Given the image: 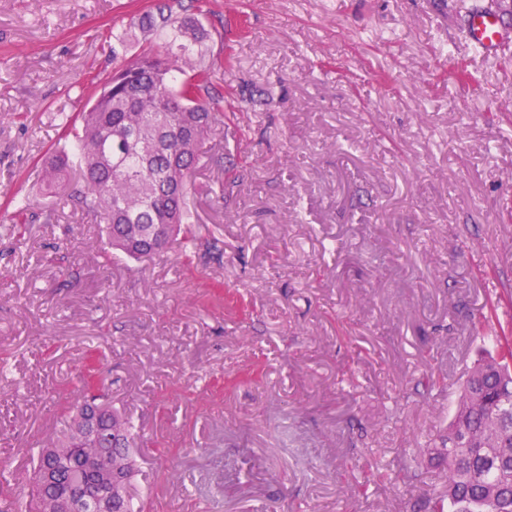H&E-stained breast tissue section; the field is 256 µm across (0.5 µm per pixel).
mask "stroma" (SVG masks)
Wrapping results in <instances>:
<instances>
[{
	"label": "stroma",
	"instance_id": "stroma-1",
	"mask_svg": "<svg viewBox=\"0 0 512 512\" xmlns=\"http://www.w3.org/2000/svg\"><path fill=\"white\" fill-rule=\"evenodd\" d=\"M143 2L0 0V475L29 488L93 353L153 512H413L495 350L472 320L512 330V50L470 47L471 0H202L245 31L200 245L108 262L43 163Z\"/></svg>",
	"mask_w": 512,
	"mask_h": 512
}]
</instances>
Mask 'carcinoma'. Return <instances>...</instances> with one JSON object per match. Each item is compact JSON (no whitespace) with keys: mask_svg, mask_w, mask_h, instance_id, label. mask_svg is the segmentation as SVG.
I'll use <instances>...</instances> for the list:
<instances>
[{"mask_svg":"<svg viewBox=\"0 0 512 512\" xmlns=\"http://www.w3.org/2000/svg\"><path fill=\"white\" fill-rule=\"evenodd\" d=\"M214 33L202 22L197 0H149L112 26L111 72L72 129L73 143L49 162V173L78 171L82 187L67 201L98 224L115 254L138 259L166 251L175 236L195 242L185 198L202 144L224 123V93L215 74L233 66L212 54ZM136 53L129 54L130 50ZM496 354L469 374L448 424V447L428 464L448 473L442 498H422L417 512H512V335L495 337ZM82 394L66 407L58 439L38 452L32 481L45 506L62 482L41 479L56 466L64 477L84 476L85 490L105 489L78 452L54 464L51 449L75 448L88 425L93 447L105 449L121 482L110 512H139L136 463L128 449L138 431L112 407L89 372Z\"/></svg>","mask_w":512,"mask_h":512,"instance_id":"carcinoma-1","label":"carcinoma"}]
</instances>
